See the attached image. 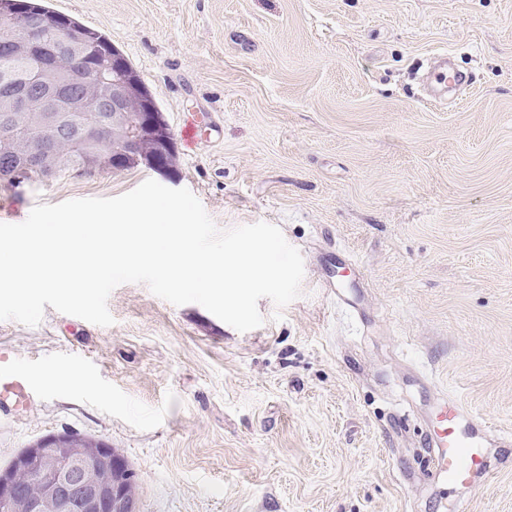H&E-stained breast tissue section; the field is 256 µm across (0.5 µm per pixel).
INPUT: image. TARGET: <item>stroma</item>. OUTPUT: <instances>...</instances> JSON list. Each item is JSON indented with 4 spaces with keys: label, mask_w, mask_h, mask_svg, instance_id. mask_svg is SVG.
Wrapping results in <instances>:
<instances>
[{
    "label": "stroma",
    "mask_w": 512,
    "mask_h": 512,
    "mask_svg": "<svg viewBox=\"0 0 512 512\" xmlns=\"http://www.w3.org/2000/svg\"><path fill=\"white\" fill-rule=\"evenodd\" d=\"M43 3L125 56L175 162L0 189V223L152 179L219 228L279 226L304 278L245 333L139 283L108 327L0 321L32 386L0 411V468L73 433L124 455L141 512H457L424 446L455 396L492 424L467 512H512V0ZM440 57L470 84L433 101Z\"/></svg>",
    "instance_id": "stroma-1"
}]
</instances>
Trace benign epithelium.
Segmentation results:
<instances>
[{
	"instance_id": "obj_1",
	"label": "benign epithelium",
	"mask_w": 512,
	"mask_h": 512,
	"mask_svg": "<svg viewBox=\"0 0 512 512\" xmlns=\"http://www.w3.org/2000/svg\"><path fill=\"white\" fill-rule=\"evenodd\" d=\"M0 42L18 58H27L49 46L56 63L43 67L30 80L0 84V154L16 148L13 131L20 118L35 126L38 138L19 154L13 179L30 169L51 178L67 164L60 149L68 142L73 150L106 142L105 154L93 150L87 158L98 167L116 164L131 156L137 164L161 170L156 159L143 153L152 138L166 143L163 120L153 99H138L134 81L123 74L125 59L97 64L87 62L83 40L54 20L30 23L18 15L0 17ZM85 91L71 93L70 84ZM138 103V118L132 120L130 106ZM95 112L97 116L71 133L62 113ZM16 468L30 471L37 491L29 494L14 482L13 471L0 472V512H139V499L128 493L136 479L125 461L93 438L70 434L47 437L24 449L16 457Z\"/></svg>"
}]
</instances>
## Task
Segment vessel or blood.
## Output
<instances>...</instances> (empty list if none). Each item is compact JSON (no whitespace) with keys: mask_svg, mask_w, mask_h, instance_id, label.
<instances>
[{"mask_svg":"<svg viewBox=\"0 0 512 512\" xmlns=\"http://www.w3.org/2000/svg\"><path fill=\"white\" fill-rule=\"evenodd\" d=\"M31 389L26 380L0 364V399L25 403ZM487 421L473 415L458 399H449L440 426L431 445L439 473L449 486L472 494L492 476L481 434L488 430Z\"/></svg>","mask_w":512,"mask_h":512,"instance_id":"obj_1","label":"vessel or blood"}]
</instances>
